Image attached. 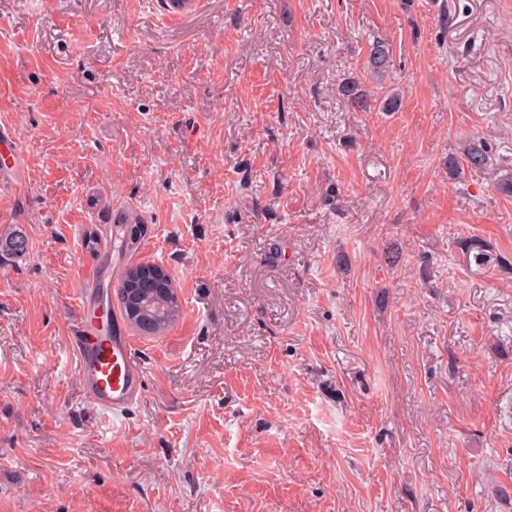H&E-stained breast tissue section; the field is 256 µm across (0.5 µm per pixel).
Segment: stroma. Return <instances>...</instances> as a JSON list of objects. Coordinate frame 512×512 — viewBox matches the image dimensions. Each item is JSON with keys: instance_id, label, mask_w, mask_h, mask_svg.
Segmentation results:
<instances>
[{"instance_id": "35a3bbf8", "label": "stroma", "mask_w": 512, "mask_h": 512, "mask_svg": "<svg viewBox=\"0 0 512 512\" xmlns=\"http://www.w3.org/2000/svg\"><path fill=\"white\" fill-rule=\"evenodd\" d=\"M0 124V512H512V0H0ZM109 257L182 307L117 417L68 339ZM2 149V150H1ZM21 157V149L14 139L12 133L7 128L0 127V179L2 182L4 174L13 172L17 169L18 161ZM490 163L487 148L481 142H469L463 148L459 159L456 157L450 162L451 168L458 171V165L466 167L470 171L483 172ZM461 169V168H460Z\"/></svg>"}]
</instances>
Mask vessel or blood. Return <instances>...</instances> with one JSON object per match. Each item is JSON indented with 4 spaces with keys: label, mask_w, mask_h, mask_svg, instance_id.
I'll return each instance as SVG.
<instances>
[{
    "label": "vessel or blood",
    "mask_w": 512,
    "mask_h": 512,
    "mask_svg": "<svg viewBox=\"0 0 512 512\" xmlns=\"http://www.w3.org/2000/svg\"><path fill=\"white\" fill-rule=\"evenodd\" d=\"M20 157L21 149L12 133L1 126L0 177L16 170ZM103 297V278L97 268H90L79 288L69 340L87 401L103 412L124 415L144 393L145 371L120 311L105 307Z\"/></svg>",
    "instance_id": "vessel-or-blood-1"
}]
</instances>
